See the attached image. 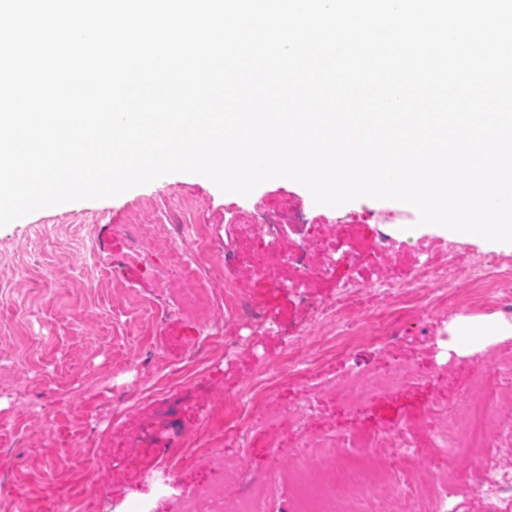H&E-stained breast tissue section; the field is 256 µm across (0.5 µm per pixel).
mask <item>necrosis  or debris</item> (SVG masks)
I'll list each match as a JSON object with an SVG mask.
<instances>
[{"label": "necrosis or debris", "instance_id": "4bbe7bcc", "mask_svg": "<svg viewBox=\"0 0 512 512\" xmlns=\"http://www.w3.org/2000/svg\"><path fill=\"white\" fill-rule=\"evenodd\" d=\"M267 242L263 272L288 267L290 282L306 287L328 273L315 262L306 242L291 244L299 234L295 215H279L274 223L254 227ZM423 252L443 254L441 262L419 263L414 284L386 277L375 288L353 281L337 285L333 296L315 304L317 324L324 335L338 340L401 339L410 314L422 309L447 314L453 305L458 274L481 286L475 302L512 312V259L502 255L464 257L446 245L427 243ZM493 391L473 382L453 398L436 397L420 413L385 430L345 432L329 428L311 434L304 426L305 408L278 395L290 380L306 386L310 399L337 396L357 405L371 396L418 385L422 373L411 361L385 371L350 370L332 380L319 379L306 361L266 370L256 383L232 402L235 417L225 433L234 443L244 439L245 425L288 429L293 436L289 462L274 460L270 476L251 478L239 457L220 452L197 456L199 465L217 475L211 488L179 487L170 471L153 474L160 490L173 499L176 512H512V345L496 355ZM433 449L425 465H418L421 449ZM474 448L488 454L471 462L467 490H460L454 469L469 459Z\"/></svg>", "mask_w": 512, "mask_h": 512}]
</instances>
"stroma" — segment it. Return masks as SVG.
Returning <instances> with one entry per match:
<instances>
[{
    "instance_id": "obj_1",
    "label": "stroma",
    "mask_w": 512,
    "mask_h": 512,
    "mask_svg": "<svg viewBox=\"0 0 512 512\" xmlns=\"http://www.w3.org/2000/svg\"><path fill=\"white\" fill-rule=\"evenodd\" d=\"M297 213L310 239L323 245L329 276L310 286L312 299L331 296L336 284L359 280L372 287L392 276L411 281L422 242H442L435 227L419 225L417 210L400 202L361 198L343 208L315 204L300 184L270 180L250 195L222 193L214 183L177 173L108 199L73 201L35 211L0 228V512L26 500L29 512H49L56 499H84L95 484L104 512H127L150 501L154 512H174L171 500L147 481L149 471L172 469L186 488H201L216 475L195 465L192 448L234 454L224 439L232 399L268 368L295 354L331 377L348 367L386 369L394 357L419 362L424 377L412 390L371 397L358 407L328 397L306 421L309 432L390 428L425 409L440 394H453L472 378L470 357L444 348L425 349L415 324L397 347L381 341L335 348L312 326L287 271L259 272L266 243L250 235L247 217ZM406 214L414 226L397 259L377 266L354 263L349 245L366 246L396 236L388 213ZM134 224H176L178 234L144 235L143 259L130 261ZM206 235L216 262L225 252L237 261L233 275L258 311L277 315L285 329L269 332L262 320L224 321V276L197 255ZM205 280L212 315L247 353L225 360L209 349L201 377L174 372L199 340V324L181 309V278ZM307 329L298 348L292 332Z\"/></svg>"
}]
</instances>
